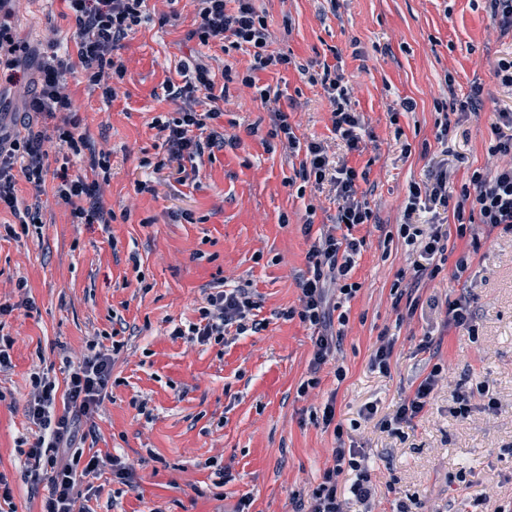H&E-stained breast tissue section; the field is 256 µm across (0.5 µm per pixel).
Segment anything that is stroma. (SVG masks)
I'll return each mask as SVG.
<instances>
[{
    "mask_svg": "<svg viewBox=\"0 0 512 512\" xmlns=\"http://www.w3.org/2000/svg\"><path fill=\"white\" fill-rule=\"evenodd\" d=\"M276 46L293 60L260 73L278 88L281 106L301 142L343 146L332 133L328 94L298 67L338 66L354 88L352 107L374 137L373 147L345 153L368 173L374 224L352 228L366 244L353 271L360 283L344 304L337 380L333 365L318 386L299 395L313 353V328L284 319L298 306L311 241L302 226L332 224L336 205L327 188L291 184L299 156L271 137L260 102L240 89L251 57L224 53L188 39L193 0H146L148 22L137 26L119 54L126 72L112 102L88 94L80 68L66 89L78 104L80 131L96 149L111 152L112 171L103 201L109 224H74L52 194L40 198L41 229L0 236V299L14 303L0 317L13 340L11 367L0 372V474L12 489L16 512H40L46 482L24 475L19 450L35 427L25 416L34 366L61 367L63 355L87 354L91 342L126 346L113 369L111 399L82 439L85 455H121L135 464L138 486L104 473L94 480L92 512H233L241 498L250 512H294V496L320 482L332 466L336 441L315 419L333 403L346 443L365 450L378 500L386 512L419 496L440 512H494L512 505V233L449 239L448 260L469 255L460 281L422 279L412 287L419 305L396 303L391 285L411 273L414 258L397 228L411 184L439 167L454 187L474 170L494 164L488 153L494 114L512 109V91L500 87L494 68L512 55V37L500 35L486 0H256ZM0 24L25 45L17 82L0 79V121L23 124L41 58L75 52L74 23L65 0H36L26 13L0 6ZM205 64L215 75L231 69L224 115L236 148L202 156L190 180H181L154 126L174 117L180 100L166 84L183 85L181 67ZM482 85V108L461 117L448 146L436 139L438 102L462 100ZM416 108L395 113L399 99ZM150 181L151 192L139 190ZM26 278L31 307L15 289ZM249 282L260 304L263 330L228 345H191L170 335L174 325L196 321L203 291L222 279ZM475 296L477 336L446 329L448 301L463 290ZM394 339L389 375L370 368L381 333ZM432 337L436 356L420 352ZM452 375L440 383L422 417L402 433L381 428V418L412 394L433 363ZM488 386L466 416L449 410L454 391ZM146 400L145 412L135 403ZM496 409H488V400ZM374 403L365 419L360 410ZM228 468L217 484L210 460Z\"/></svg>",
    "mask_w": 512,
    "mask_h": 512,
    "instance_id": "stroma-1",
    "label": "stroma"
}]
</instances>
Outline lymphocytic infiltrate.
<instances>
[{"instance_id": "f902f5d3", "label": "lymphocytic infiltrate", "mask_w": 512, "mask_h": 512, "mask_svg": "<svg viewBox=\"0 0 512 512\" xmlns=\"http://www.w3.org/2000/svg\"><path fill=\"white\" fill-rule=\"evenodd\" d=\"M144 2L66 0L75 28L77 61L85 72L87 88L99 93L104 101L117 96L113 82L122 79L124 73L117 52L129 33L145 22ZM195 2L191 37L204 44L222 41L227 52L250 47L252 62L241 79L242 85L256 88L261 105L272 114L275 134L284 136L288 149L304 151L298 176L328 185L333 194L336 219L311 245L307 253L308 275L299 282V308L286 313L287 318H299L317 330L310 361L312 376L306 381L307 386L314 387L319 383L322 366L337 358L340 337L333 333L332 326L346 320L338 309L360 288L359 283L353 282L352 272L364 242L352 237L350 230L355 225L371 223L373 212L365 194L359 191L357 170L346 160L330 155L324 143H301L287 112L279 107L270 88H257V72L288 65L291 59L274 49L266 17L257 11L254 0ZM71 63L69 58L56 54L42 58L37 90L28 101L30 112L54 118V125L29 124L21 133L0 126V208L17 210V177L25 178L33 197H40L49 189L47 147L56 144L63 149L59 182L51 188L57 205L68 210L72 223L109 224L115 215L103 204L99 176L110 172V154L93 148L78 131L80 119L72 110L63 83ZM298 70L327 90L336 139L343 142L347 152L363 151L366 130L360 113L351 106L352 89L344 84L342 75L327 65L318 72L304 64ZM171 96L183 102L177 117L155 123L169 162L179 164L207 149L237 146V138L225 135L217 126L223 114L220 103L224 96L216 92L205 65L195 64L192 77L173 90ZM492 131L495 141L488 152L497 159L494 168L473 171L468 183L457 191L452 190L450 174L444 167L432 173L425 184L410 185L404 222L398 233L406 246L420 256L413 264L415 278L433 280L440 276L448 260L450 236L462 239L472 235L475 224L512 232V111L497 113ZM79 161L87 164V173L69 175L70 165ZM424 202L450 210L453 229H444L433 221L414 223L413 216ZM257 307L248 284L222 287L207 294L198 309L197 321L175 326L172 335L201 345L221 344L229 333L241 336L261 329V322L252 317ZM122 347V342L116 340L111 347L91 349L82 359H65V378L61 381L44 371L31 376L25 415L37 431L24 453V466L27 473L44 476L47 482L42 512H88V496L80 485L85 478L99 477L107 470L121 484L131 488L137 485L134 465L117 455L83 459L78 442L82 425L91 423L105 399L111 396L112 368ZM444 377L443 365L434 364L392 417L383 419V427L397 433L410 425L429 405ZM321 423L332 428L339 441L332 451L334 464L324 470L316 487L298 495L296 512H347V504L352 500L363 505L364 512H373L375 488L364 450L342 446L344 431L336 421L333 405L325 406Z\"/></svg>"}]
</instances>
